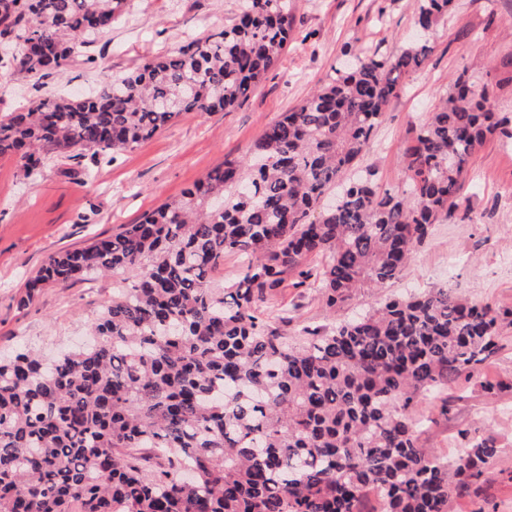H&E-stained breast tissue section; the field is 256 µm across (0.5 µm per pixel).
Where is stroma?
<instances>
[{"instance_id":"1","label":"stroma","mask_w":512,"mask_h":512,"mask_svg":"<svg viewBox=\"0 0 512 512\" xmlns=\"http://www.w3.org/2000/svg\"><path fill=\"white\" fill-rule=\"evenodd\" d=\"M243 0H130L110 30L67 69L46 78L66 96L95 92L101 74L121 76L149 56L164 54L233 24ZM291 36L279 63L250 96L228 112L191 113L112 161L53 157L37 175L0 157V356L30 347L49 357L84 341L88 326L112 297V276L65 288H44L20 306L27 279L55 253L112 236L121 225L180 195L224 158L242 157L281 113L305 99L344 59L346 49L389 54L415 39L413 0H288ZM433 50L423 71L412 75L388 105L361 166L377 172L381 188L403 186L404 149L440 96L461 72L491 81L498 111L512 116V0H455L447 19L430 35ZM41 96L24 77L0 69V113L29 106ZM469 201L434 225L399 279L362 290L354 309L381 303L405 290L447 287L496 307L512 308V140H487L469 167ZM279 303L294 308L298 324L285 327L300 341L298 325L331 328L345 311L329 312L319 293L284 283ZM503 347L479 365L480 377L498 382L485 393L458 382L445 407L419 406L430 416L424 447L455 457L479 430L495 438L499 457L485 468L478 492L452 500L450 512H476L512 501V328Z\"/></svg>"}]
</instances>
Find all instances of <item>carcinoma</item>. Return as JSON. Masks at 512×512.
I'll list each match as a JSON object with an SVG mask.
<instances>
[{
  "label": "carcinoma",
  "instance_id": "obj_1",
  "mask_svg": "<svg viewBox=\"0 0 512 512\" xmlns=\"http://www.w3.org/2000/svg\"><path fill=\"white\" fill-rule=\"evenodd\" d=\"M128 0H0L4 67L44 87ZM453 0H417L428 32ZM288 0H245L230 27L107 77L96 94L44 91L0 115V156L26 175L52 154L132 149L180 116L245 100L279 60ZM432 52L357 55L224 161L135 224L52 256L42 288L119 276L98 342L51 361L0 359V512H448L501 449L470 436L450 460L420 442L416 407L501 349L512 309L447 288L394 297L304 345L271 327L285 276L318 284L331 311L398 278L432 225L467 201L466 174L512 118L460 73L405 149L404 188L344 176L390 101ZM319 216H314V213ZM243 258L228 284L224 256Z\"/></svg>",
  "mask_w": 512,
  "mask_h": 512
}]
</instances>
